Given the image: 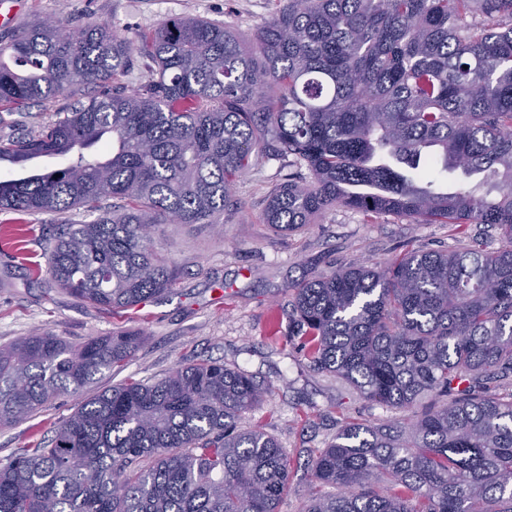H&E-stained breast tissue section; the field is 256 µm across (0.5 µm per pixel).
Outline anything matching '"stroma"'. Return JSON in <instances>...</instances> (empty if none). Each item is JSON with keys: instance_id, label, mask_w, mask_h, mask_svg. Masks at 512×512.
<instances>
[{"instance_id": "obj_1", "label": "stroma", "mask_w": 512, "mask_h": 512, "mask_svg": "<svg viewBox=\"0 0 512 512\" xmlns=\"http://www.w3.org/2000/svg\"><path fill=\"white\" fill-rule=\"evenodd\" d=\"M279 0H14V25L0 26V41L37 19L70 29L110 23L121 36L148 33L162 22L198 16L229 25L243 44L279 9ZM289 172L283 160L251 168L234 186L237 201L224 214L223 229L206 224H164L157 250L179 271L170 290L131 309L102 310L55 285L45 270L54 225L83 220L82 212L27 214L0 211V344L42 329L71 342L115 331H132L140 344L132 361L98 375L92 396L129 379L145 382L177 365L210 359L239 368L268 392L240 422L273 435L291 463L290 484L278 512H303L309 450L333 440L343 419L381 424L395 410L370 403L335 376L309 369L297 344L289 343L292 287L352 261L381 262L408 244L427 249L455 245L444 224H413L384 216L373 222L337 206L299 232L279 235L262 218L271 187ZM59 397L23 422L0 426V460L16 448L50 437L77 407Z\"/></svg>"}]
</instances>
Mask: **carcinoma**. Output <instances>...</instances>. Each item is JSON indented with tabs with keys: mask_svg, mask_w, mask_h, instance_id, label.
Masks as SVG:
<instances>
[{
	"mask_svg": "<svg viewBox=\"0 0 512 512\" xmlns=\"http://www.w3.org/2000/svg\"><path fill=\"white\" fill-rule=\"evenodd\" d=\"M135 53L144 81L107 87ZM76 85L103 91L0 139V161L70 158L0 181V210L93 217L61 225L47 253L85 303L169 292L177 268L144 227L217 223L237 179L269 160L295 168L263 212L280 233L335 206L499 230L494 251L473 237L296 284L288 340L311 370L401 412L344 421L310 452L304 512H512V0H284L248 48L195 16L137 44L105 22L74 34L39 20L0 45V108ZM438 169L466 185L436 193ZM139 342L39 329L0 344V426L79 395ZM263 393L201 360L93 395L0 463V512H277L288 456L239 427Z\"/></svg>",
	"mask_w": 512,
	"mask_h": 512,
	"instance_id": "obj_1",
	"label": "carcinoma"
}]
</instances>
